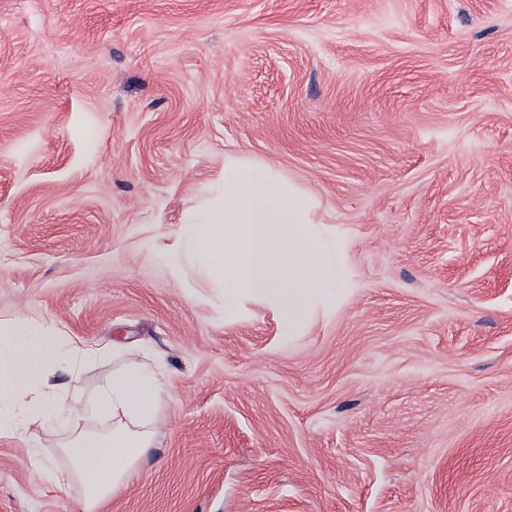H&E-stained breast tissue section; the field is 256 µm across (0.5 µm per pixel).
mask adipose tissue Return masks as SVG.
Returning a JSON list of instances; mask_svg holds the SVG:
<instances>
[{"label": "adipose tissue", "instance_id": "obj_1", "mask_svg": "<svg viewBox=\"0 0 512 512\" xmlns=\"http://www.w3.org/2000/svg\"><path fill=\"white\" fill-rule=\"evenodd\" d=\"M310 210V199L268 167L227 160L218 196L190 208L168 263L174 274L189 267L220 286L225 319L236 318L242 297L254 296L296 331L336 298V243L310 220ZM109 354L90 341L63 342L46 323L17 318L0 329V434L23 433L35 422L50 428L78 417L90 422L62 443L68 467L30 458L57 487L80 483L81 512H100L156 445L159 366L128 354L89 403L50 381L57 368L77 381L88 364Z\"/></svg>", "mask_w": 512, "mask_h": 512}]
</instances>
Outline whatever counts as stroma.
Masks as SVG:
<instances>
[{
    "label": "stroma",
    "instance_id": "35a3bbf8",
    "mask_svg": "<svg viewBox=\"0 0 512 512\" xmlns=\"http://www.w3.org/2000/svg\"><path fill=\"white\" fill-rule=\"evenodd\" d=\"M314 197L297 335L169 246L224 161ZM159 364L101 512H512V0H0V321ZM0 435V512H77Z\"/></svg>",
    "mask_w": 512,
    "mask_h": 512
}]
</instances>
